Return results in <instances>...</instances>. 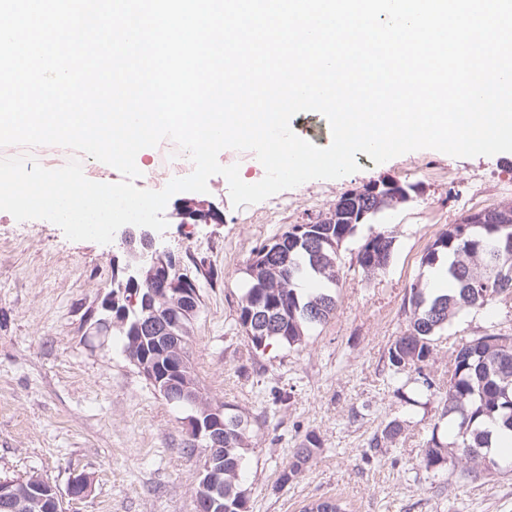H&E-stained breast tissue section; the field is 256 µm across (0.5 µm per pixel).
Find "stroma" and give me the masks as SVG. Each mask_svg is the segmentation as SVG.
<instances>
[{"instance_id":"obj_1","label":"stroma","mask_w":512,"mask_h":512,"mask_svg":"<svg viewBox=\"0 0 512 512\" xmlns=\"http://www.w3.org/2000/svg\"><path fill=\"white\" fill-rule=\"evenodd\" d=\"M26 152L48 169L77 157L57 145L2 147L0 157ZM80 160L86 170L98 165ZM356 161L358 172L289 189L300 204L285 215L268 199L234 207L221 175L209 179L207 192L177 193L165 208L159 241L214 274L191 325L190 360L205 393L234 404L248 422L240 487L250 512H302L329 497L345 501L348 512H512V472L471 480L418 468L416 456L439 420L437 401H401L385 358L406 326L410 286L429 280L423 255L449 224L512 199V157L423 149L379 165L360 152ZM383 178L417 185L418 193L358 225L339 246L335 316L302 346L250 352L235 318L254 248ZM380 231L394 236L393 254L367 277L357 252ZM124 263L118 242L72 241L49 221L20 222L0 211V479L34 474L63 492L73 475H90V493L65 499V512H196L202 457L182 452L184 411L149 384L119 337L85 336L86 319ZM511 327L512 300L497 301L456 319L437 345ZM282 390L289 393L284 408L273 401ZM392 419L404 426L399 443L384 454L370 449V437ZM309 430L321 450L280 485Z\"/></svg>"}]
</instances>
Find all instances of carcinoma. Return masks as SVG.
<instances>
[{
    "mask_svg": "<svg viewBox=\"0 0 512 512\" xmlns=\"http://www.w3.org/2000/svg\"><path fill=\"white\" fill-rule=\"evenodd\" d=\"M416 186L402 185L395 191L385 186L365 185L352 191L342 209L309 224H291L288 230L253 251L248 267L249 283L238 304L235 323L245 335L247 345L263 351L277 343L293 347L303 342L306 333L326 323L336 310L335 296L329 292L302 291L306 279H314L327 288L340 283L337 249L353 236L357 225L366 224L382 209L404 203ZM485 224L467 228L469 216L448 225L435 239L422 258V264L437 266L448 261V293L433 296L420 284L411 285L404 303L407 324L395 336L386 351L392 375L411 374V393H402L405 402H416L415 396L429 394L437 398L441 416L448 417L453 438L443 441L438 425L420 450L418 466L429 471L451 467L459 476L477 479L489 470L512 468V457L500 460L490 453V435L499 429L512 433V334L485 332L459 346L454 343L441 351L436 336L464 312H479L495 300L512 298V201L488 208ZM393 237L378 232L361 244L357 262L367 276L383 270L391 255ZM196 265L193 256L181 263L183 273L177 275L171 266L159 267L154 276L129 284L126 273L112 276L113 302L126 306V293L133 289L136 305L128 309L124 327L115 330L121 337L128 357L139 353L157 360L160 375L174 381L179 372L161 356L163 340L140 326L142 317L156 320L178 319L182 322L189 348L190 325L194 316L183 314L182 298L176 291L187 288L193 294L192 307L202 306L199 277L189 275ZM162 275L174 283V290L154 295L156 277ZM441 362L448 366V379L435 384L425 368ZM207 411L202 425L224 422V449L211 453L208 442L186 437L183 453L189 456L199 449L203 455L224 464V512H249L248 502L237 489L247 439V424L235 413L233 405L201 399ZM404 427L396 419L389 421L370 440L369 447L390 448L396 445ZM320 437L308 431L293 449L279 474L283 485L293 481L321 448ZM347 504L339 498L318 499L304 512H346Z\"/></svg>",
    "mask_w": 512,
    "mask_h": 512,
    "instance_id": "obj_1",
    "label": "carcinoma"
}]
</instances>
